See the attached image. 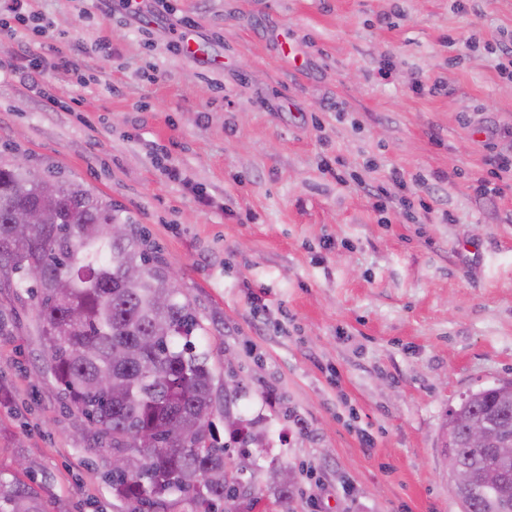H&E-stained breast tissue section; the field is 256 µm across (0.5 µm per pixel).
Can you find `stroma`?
Masks as SVG:
<instances>
[{
  "label": "stroma",
  "instance_id": "1",
  "mask_svg": "<svg viewBox=\"0 0 512 512\" xmlns=\"http://www.w3.org/2000/svg\"><path fill=\"white\" fill-rule=\"evenodd\" d=\"M138 2L23 0L18 21L0 0V160L118 203L181 271L217 437L291 474L290 512H460L445 412L512 379V189L474 191L490 153L512 155V0ZM395 170L429 181L411 195ZM422 198L437 217L415 224ZM0 312V476L47 512H136L64 406L25 290L0 287ZM228 413L282 443L241 445Z\"/></svg>",
  "mask_w": 512,
  "mask_h": 512
}]
</instances>
